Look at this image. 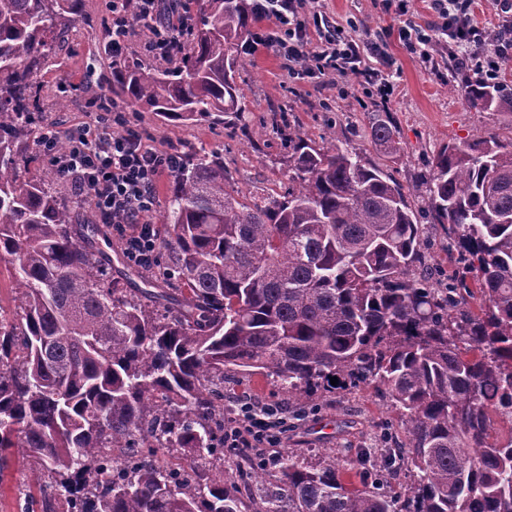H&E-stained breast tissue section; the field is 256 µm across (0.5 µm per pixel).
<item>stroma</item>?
Instances as JSON below:
<instances>
[{"mask_svg": "<svg viewBox=\"0 0 512 512\" xmlns=\"http://www.w3.org/2000/svg\"><path fill=\"white\" fill-rule=\"evenodd\" d=\"M107 0H85L84 14L60 36L37 82L42 126L64 128L90 120L100 97L119 98L112 79V56L105 50ZM317 7L339 25L361 24V38H384L391 60L388 73L395 91L390 98L364 93L351 78L295 81L281 70L277 58L264 49L245 53L238 84L247 117L253 127L263 126L273 113L284 112L293 131L314 142L328 134L360 148L365 160L382 166L411 191L415 207L426 201L423 185L438 149L449 142L497 135L512 139L511 112H475L468 108L465 87L452 80L447 55L435 64L421 62L390 32L392 18L381 0H319ZM388 112L394 117L402 151L388 158L374 143L369 115ZM132 126L152 146H173L182 155L217 152L224 157L229 189L239 198L261 190L283 191L288 186L290 162L283 141L264 134L244 139L223 123L172 124L154 113L136 109ZM258 406L282 405L290 427L282 443L285 453L315 465L334 456L352 465L381 456L385 448L403 440L399 415L384 388L363 384L350 390L317 394L302 404L289 402L264 375L224 381V413L238 409L240 394ZM30 471L21 453H14L0 470V512H30L25 490Z\"/></svg>", "mask_w": 512, "mask_h": 512, "instance_id": "obj_1", "label": "stroma"}]
</instances>
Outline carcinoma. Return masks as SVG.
I'll use <instances>...</instances> for the list:
<instances>
[{
	"label": "carcinoma",
	"instance_id": "obj_1",
	"mask_svg": "<svg viewBox=\"0 0 512 512\" xmlns=\"http://www.w3.org/2000/svg\"><path fill=\"white\" fill-rule=\"evenodd\" d=\"M165 66L115 68L132 104L173 123L219 120L253 137L236 75L252 37L248 0H197ZM83 0H0V264L20 306L0 310V470L23 448L41 512H512V140L442 145L428 209L336 136L286 131L291 186L249 201L227 190L224 157L195 154L173 174L157 254L121 288L90 216L73 223L54 168L19 170L41 115L38 66ZM468 106L512 112L504 84L473 81ZM394 157L389 112L369 116ZM448 225L446 250L476 272L478 311L415 276L422 219ZM270 378L288 399L385 387L406 434L380 466L410 468L402 505L348 487L346 464L237 479L224 459V376ZM338 379L337 385L330 378Z\"/></svg>",
	"mask_w": 512,
	"mask_h": 512
}]
</instances>
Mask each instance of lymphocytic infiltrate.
I'll use <instances>...</instances> for the list:
<instances>
[{
    "label": "lymphocytic infiltrate",
    "mask_w": 512,
    "mask_h": 512,
    "mask_svg": "<svg viewBox=\"0 0 512 512\" xmlns=\"http://www.w3.org/2000/svg\"><path fill=\"white\" fill-rule=\"evenodd\" d=\"M263 25L255 45L271 50L289 77L325 75L352 77L375 87L383 96L394 91L393 83L367 57L381 56L380 43L360 39L357 27L346 28L315 9L313 0H251ZM396 19L398 37L412 53L434 63L438 51L448 53L454 69L468 71L488 82L496 81L501 60L512 53V5L502 0L504 18L498 30H482L473 23L475 0H429L433 18L426 25L412 24L413 0H384ZM107 28L113 60H120L133 33L144 30L143 49L168 59L189 34L185 0H108ZM123 133H114V126ZM64 151H57L58 138ZM38 146L84 198L96 220L112 227L129 261L148 264L154 259L160 237L152 214L156 186L163 174L173 173L181 156L176 148L148 145L130 129L123 106L103 100L93 122L58 133L44 129ZM288 430V413L279 406L254 408L242 403L237 416L224 423L228 448H275Z\"/></svg>",
    "instance_id": "lymphocytic-infiltrate-1"
}]
</instances>
